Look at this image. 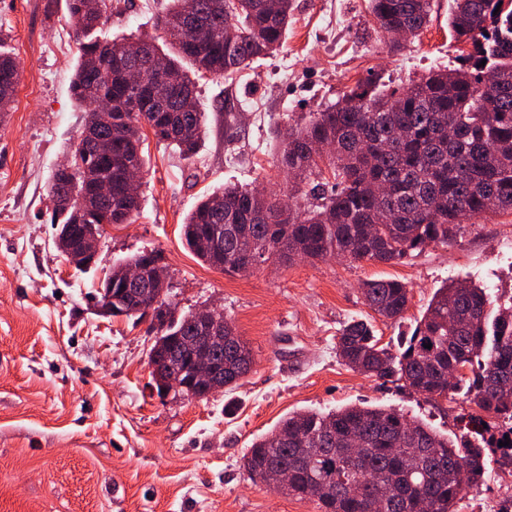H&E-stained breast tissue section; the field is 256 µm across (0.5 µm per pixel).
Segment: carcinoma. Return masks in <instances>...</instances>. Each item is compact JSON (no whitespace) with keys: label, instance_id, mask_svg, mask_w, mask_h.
<instances>
[{"label":"carcinoma","instance_id":"1","mask_svg":"<svg viewBox=\"0 0 512 512\" xmlns=\"http://www.w3.org/2000/svg\"><path fill=\"white\" fill-rule=\"evenodd\" d=\"M170 0L158 26L171 52L129 37L85 41L107 9L106 0H67L80 56L71 92L92 107L91 133L74 146L85 168L78 177L52 179L49 197L68 188L71 204L52 208L53 224H98L100 213L129 224L139 194L128 192L132 168L142 167V130L178 149L189 160L205 133L194 75L218 77L249 66L283 44L293 0ZM504 0H455L449 26L473 51L453 70L429 73L398 95L374 91L371 79L336 105L312 113L308 124L283 143L284 170L309 179L323 175L329 160L334 191L310 208L287 195L238 186L204 195L183 222L187 247L204 264L240 274L267 262L292 263L331 255L354 261L397 264L429 246L453 242L465 220L512 211V9ZM382 32L418 34L429 22L433 0H370ZM486 64H481V61ZM160 63L169 92L135 111L140 92L128 84L134 70ZM18 71L0 56V117L10 111ZM112 113V121L100 116ZM112 141L107 171L112 192H93L100 145ZM385 184L376 193L375 185ZM224 225V246L212 242ZM145 261L138 253L112 266V287L121 288L126 267ZM361 293L379 316L403 319L410 300L397 279L364 282ZM160 339L195 336L198 325L184 314L151 327ZM233 344L215 352L224 361V390L250 372L254 355L235 326L224 320ZM431 348H426V345ZM336 354L350 369L388 380L435 401L463 394L472 412L466 426L480 433L512 419V295L504 299L465 279L437 289L422 319L398 354L379 345L363 320L345 325ZM461 372L450 378L455 368ZM358 440L359 459L350 457ZM320 448L316 456L304 452ZM487 441L458 442L386 406L349 405L328 413L298 411L256 439L244 455L253 481L276 489V473L288 471V495L314 499L321 512H366L368 499L386 498L384 512H456L463 492L480 482ZM469 464L468 480L455 475L458 459Z\"/></svg>","mask_w":512,"mask_h":512}]
</instances>
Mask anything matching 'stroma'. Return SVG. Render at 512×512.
<instances>
[{"instance_id":"stroma-1","label":"stroma","mask_w":512,"mask_h":512,"mask_svg":"<svg viewBox=\"0 0 512 512\" xmlns=\"http://www.w3.org/2000/svg\"><path fill=\"white\" fill-rule=\"evenodd\" d=\"M168 0H107L97 34L163 44L155 19ZM294 20L274 56L232 75L198 76L206 134L191 160L145 131L140 211L105 227L97 262L81 272L54 243L49 185L87 116L71 93L79 44L66 0H0V49L19 65L9 115L0 121V512H320L311 499L250 479L243 457L288 413L348 404L386 405L439 432L460 434L458 398L426 402L400 382L366 377L336 354L349 320H371L398 349L437 288L466 279L512 292V213L462 225L452 246L395 265L328 257L264 265L247 275L204 265L182 224L196 202L227 183L309 191L281 169L288 129L373 79L399 92L429 71L452 69L468 44L452 38L454 0H434L418 36L390 49L368 0H293ZM161 253L169 302L184 314L221 303L253 351L231 393L158 396L148 365L155 335L145 322L109 318L97 283L115 262ZM393 278L411 300L400 322L366 305L363 281Z\"/></svg>"}]
</instances>
